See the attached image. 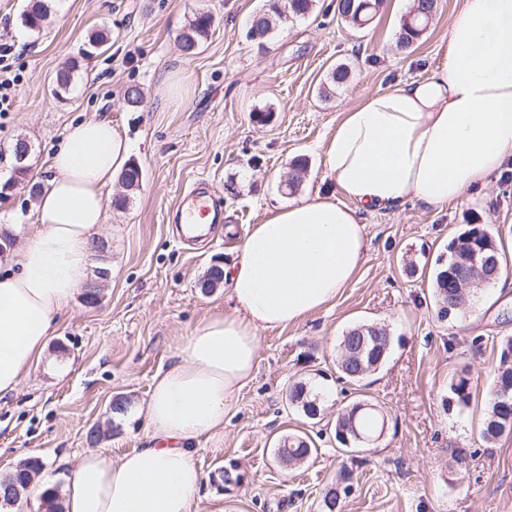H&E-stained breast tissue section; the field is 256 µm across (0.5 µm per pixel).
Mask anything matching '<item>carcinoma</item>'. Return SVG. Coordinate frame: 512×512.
Masks as SVG:
<instances>
[{
  "instance_id": "1",
  "label": "carcinoma",
  "mask_w": 512,
  "mask_h": 512,
  "mask_svg": "<svg viewBox=\"0 0 512 512\" xmlns=\"http://www.w3.org/2000/svg\"><path fill=\"white\" fill-rule=\"evenodd\" d=\"M315 0H272V3L255 13L248 28L250 40L263 47L274 33L273 19H295L308 15ZM377 0H336V12L344 21L353 22L360 26L368 23L377 13ZM436 11V0H413L409 15L411 23L401 24L398 37V47L402 50L410 48L426 30L429 21ZM50 12L47 0H29L27 10L23 13V23L31 29L37 28ZM214 24L212 14L208 12L194 15L188 28L179 35L182 50L191 55L207 39ZM485 246L497 247L496 240L488 228L476 224L465 229L448 243V258L441 256L435 260L433 272V288L438 317L442 320H453L460 308L451 310L445 308L448 302L456 303L460 291L452 279V270L458 264L460 256L480 251ZM359 340L357 327H352L343 334L340 341V357L337 368L343 378L358 382L371 371V365L376 363L380 354L366 353L360 357L350 354L351 347ZM507 390L512 397V336H506L501 341L500 357L497 373L494 376V387L490 406L481 426V436L486 441H494L505 433H512V400L509 403L499 396ZM473 381L468 373L462 372L453 376L448 384V406L461 410L470 407L473 401ZM289 404L314 419L320 414L318 408L319 394L305 382H298L289 388ZM384 420L380 419L376 410L350 409L337 417L335 435L347 434L350 443L371 441L380 433ZM285 460L288 462L301 461L317 451L314 443L302 436L283 440ZM29 475L26 471L17 469L0 477V498L12 505L20 504L27 494ZM346 489L339 486L327 490L323 498L324 512H341L342 495Z\"/></svg>"
}]
</instances>
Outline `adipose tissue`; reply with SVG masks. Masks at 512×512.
Instances as JSON below:
<instances>
[{"instance_id":"1","label":"adipose tissue","mask_w":512,"mask_h":512,"mask_svg":"<svg viewBox=\"0 0 512 512\" xmlns=\"http://www.w3.org/2000/svg\"><path fill=\"white\" fill-rule=\"evenodd\" d=\"M447 45L426 77L365 93L344 112L324 146L338 198L293 202L251 227L230 276L231 310L198 327L154 381L151 446L113 461L75 456L66 512H193L194 441L220 437L252 378L260 332L301 321L353 278L365 214L410 201L445 208L512 160V0H461ZM129 151L110 119L80 122L52 159L35 223L0 225L24 239L15 270L0 271V395L17 389L88 282L105 190Z\"/></svg>"}]
</instances>
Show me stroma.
Listing matches in <instances>:
<instances>
[{"instance_id":"obj_1","label":"stroma","mask_w":512,"mask_h":512,"mask_svg":"<svg viewBox=\"0 0 512 512\" xmlns=\"http://www.w3.org/2000/svg\"><path fill=\"white\" fill-rule=\"evenodd\" d=\"M263 0H50L51 14L32 30L27 0H0V43L14 45L21 75L14 108L0 114V148L17 137L32 145L31 171L48 179L50 156L70 126L108 117L143 171L126 207L107 208L91 255L109 277L99 305L75 299L58 320L44 356L18 389L0 396V475L29 457L63 487L73 455L107 458L148 445L141 409L155 377L212 314L230 309L227 284L201 287L212 267L232 269L251 225L283 205L334 197L324 145L361 94L424 77L439 64L443 37L460 0L437 12L411 48L397 39L408 0H383L359 27L338 19L336 0H316L303 18L279 22L265 48L247 36ZM215 23L196 54L178 36L199 10ZM107 42L92 57L90 37ZM346 82L329 85L338 65ZM72 79L58 92L65 68ZM139 88L140 106L124 101ZM307 172L295 193L281 184L297 159ZM197 182L215 192L224 221L212 239L192 241L168 221ZM368 245L352 281L336 299L282 330L261 332L252 380L224 419L221 439L195 443L203 474L195 512H322L329 486L345 487L343 512H512V433L484 442L502 337L512 336V286L491 283L469 297L457 322L437 316L431 272L436 257L468 225L494 235L512 279V162L488 188L438 209L407 202L366 215ZM358 324L386 327L394 338L383 365L360 383L340 378L342 334ZM468 372L476 400L445 406L450 379ZM306 381L325 405L317 419L289 407L288 388ZM122 397L135 407L119 416ZM363 401L385 417L381 438L342 447L330 427L338 411ZM101 437L89 444L87 433ZM289 435L309 437L317 455L293 466L276 455ZM231 473L222 482L221 472Z\"/></svg>"}]
</instances>
